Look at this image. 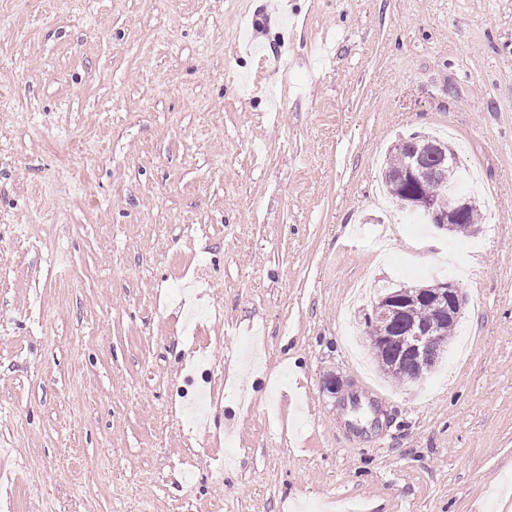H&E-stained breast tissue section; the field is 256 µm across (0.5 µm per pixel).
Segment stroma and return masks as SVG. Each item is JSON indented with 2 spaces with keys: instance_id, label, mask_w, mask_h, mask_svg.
I'll return each mask as SVG.
<instances>
[{
  "instance_id": "stroma-1",
  "label": "stroma",
  "mask_w": 512,
  "mask_h": 512,
  "mask_svg": "<svg viewBox=\"0 0 512 512\" xmlns=\"http://www.w3.org/2000/svg\"><path fill=\"white\" fill-rule=\"evenodd\" d=\"M439 130L480 230L376 259L383 155ZM442 277L444 368L352 360L355 281ZM1 502L512 512V0H0Z\"/></svg>"
}]
</instances>
